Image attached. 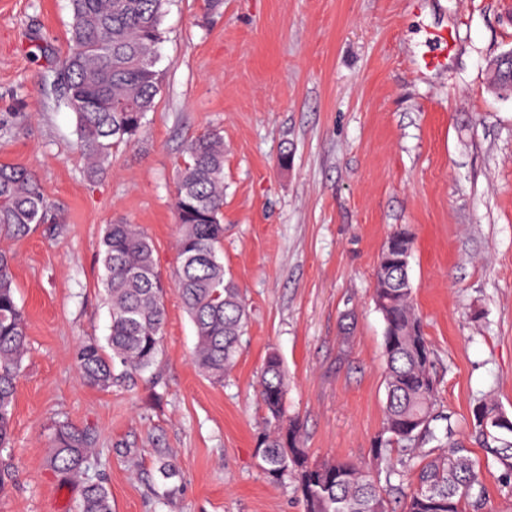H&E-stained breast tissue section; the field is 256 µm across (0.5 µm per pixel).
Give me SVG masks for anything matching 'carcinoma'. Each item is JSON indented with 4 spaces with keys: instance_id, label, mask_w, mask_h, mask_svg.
Masks as SVG:
<instances>
[{
    "instance_id": "1",
    "label": "carcinoma",
    "mask_w": 512,
    "mask_h": 512,
    "mask_svg": "<svg viewBox=\"0 0 512 512\" xmlns=\"http://www.w3.org/2000/svg\"><path fill=\"white\" fill-rule=\"evenodd\" d=\"M71 50L58 60L54 91L75 114L78 148L88 172L104 170L112 147L135 138L158 94L155 62L162 39L167 0H70ZM174 200L180 226L175 271L184 308L197 338L194 363L215 383L235 365L248 322V308L235 283L225 277L220 253L224 241V142L205 132L186 146ZM59 223L57 208L29 170L0 164V232L26 236L32 225ZM413 247L401 229L386 240L376 269L374 304L384 322L385 423L374 441L373 459L386 460L393 447L410 452L420 443L448 445V453L426 456L407 488L381 485L369 468L348 461L311 460L298 420L283 419L287 380L279 356H267L258 394L276 423L262 441L264 472L291 477L301 492L304 512H466L480 509L486 475L467 448L451 441V427L436 430L438 389L433 352L417 313L407 273L396 260ZM104 293L110 314L105 343L91 341L76 353L84 382L107 390L121 365L131 377L154 367L162 352L166 325V284L154 246L135 224H108L100 241ZM12 255L0 251V452L11 447L16 381L27 349V322L14 290ZM474 428L486 455L512 479V428L498 423L502 409L493 400L477 405ZM93 433L67 422L55 426L48 466L77 475L90 463ZM78 512H112V493L101 482L84 485Z\"/></svg>"
}]
</instances>
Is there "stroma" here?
Listing matches in <instances>:
<instances>
[{
    "label": "stroma",
    "mask_w": 512,
    "mask_h": 512,
    "mask_svg": "<svg viewBox=\"0 0 512 512\" xmlns=\"http://www.w3.org/2000/svg\"><path fill=\"white\" fill-rule=\"evenodd\" d=\"M70 23L69 0H0V118L31 115L0 130V163L31 170L63 217L0 234L29 338L0 512H75L98 480L114 512H303L292 479L261 468L264 361L281 359L284 411L313 461L368 462L385 417L375 271L403 227L439 409L484 459L474 407L492 398L512 418V95L488 72L512 51V0H168L155 107L95 177L73 112L49 91ZM440 36L448 59L425 68ZM208 130L224 138L220 257L250 315L220 385L192 361L194 327L170 282L180 166ZM115 222L152 241L167 322L158 364L102 391L75 352L109 333L99 240ZM63 421L96 436L78 480L46 463ZM163 458L177 478H161Z\"/></svg>",
    "instance_id": "obj_1"
}]
</instances>
